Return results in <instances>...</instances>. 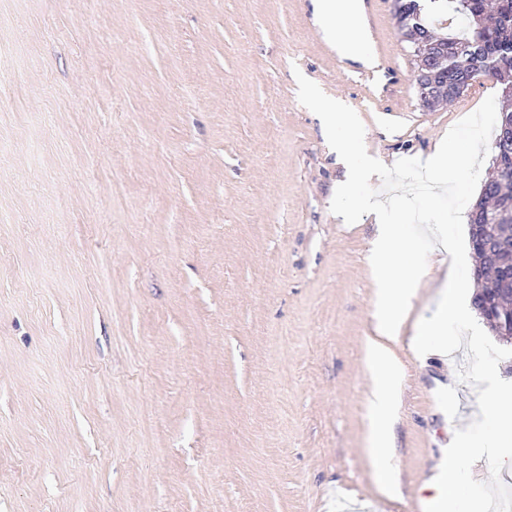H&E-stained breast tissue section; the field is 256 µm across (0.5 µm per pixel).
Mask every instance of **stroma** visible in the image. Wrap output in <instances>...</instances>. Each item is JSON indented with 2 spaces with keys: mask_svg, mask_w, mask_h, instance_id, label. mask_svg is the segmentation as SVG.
<instances>
[{
  "mask_svg": "<svg viewBox=\"0 0 512 512\" xmlns=\"http://www.w3.org/2000/svg\"><path fill=\"white\" fill-rule=\"evenodd\" d=\"M371 64L312 0H0V512H424L478 407L467 355L416 354L451 258L391 348L397 493L369 454L374 215L297 75L369 155L420 158L489 95L434 111L392 0Z\"/></svg>",
  "mask_w": 512,
  "mask_h": 512,
  "instance_id": "obj_1",
  "label": "stroma"
}]
</instances>
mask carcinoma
Instances as JSON below:
<instances>
[{"mask_svg": "<svg viewBox=\"0 0 512 512\" xmlns=\"http://www.w3.org/2000/svg\"><path fill=\"white\" fill-rule=\"evenodd\" d=\"M424 0H393L398 28L411 44L416 67H432L438 89L453 76L474 81L481 76L496 79L508 101L499 111L497 125L512 119V0H429L448 14V52L434 58L421 56L420 46L433 40L432 24L421 8ZM499 220V230H512V182L500 178L485 181L468 212V222Z\"/></svg>", "mask_w": 512, "mask_h": 512, "instance_id": "cac0c4a2", "label": "carcinoma"}]
</instances>
